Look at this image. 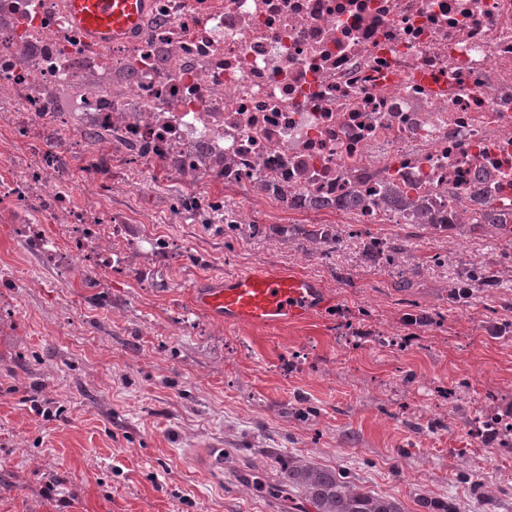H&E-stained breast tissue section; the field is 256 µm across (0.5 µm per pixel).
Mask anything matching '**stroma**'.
<instances>
[{"label": "stroma", "mask_w": 512, "mask_h": 512, "mask_svg": "<svg viewBox=\"0 0 512 512\" xmlns=\"http://www.w3.org/2000/svg\"><path fill=\"white\" fill-rule=\"evenodd\" d=\"M259 224L156 232L208 256L130 277L59 273L0 224V512H315L274 490L276 454L349 473L402 512L454 498L512 512V456L461 408L512 413V239L468 224H336L335 248ZM392 255L369 259L370 239ZM265 263L331 307L297 324L227 327L191 293ZM499 274L460 306L462 264ZM223 451V467L209 461Z\"/></svg>", "instance_id": "1"}]
</instances>
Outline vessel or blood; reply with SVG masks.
<instances>
[{"label": "vessel or blood", "instance_id": "vessel-or-blood-1", "mask_svg": "<svg viewBox=\"0 0 512 512\" xmlns=\"http://www.w3.org/2000/svg\"><path fill=\"white\" fill-rule=\"evenodd\" d=\"M147 0H67L72 27L94 45L123 43L138 28ZM193 301L225 324L272 326L298 322L313 310L330 305V297L312 279L274 272L258 265L231 275H218L207 287L195 289Z\"/></svg>", "mask_w": 512, "mask_h": 512}]
</instances>
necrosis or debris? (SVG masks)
<instances>
[{"label": "necrosis or debris", "instance_id": "obj_1", "mask_svg": "<svg viewBox=\"0 0 512 512\" xmlns=\"http://www.w3.org/2000/svg\"><path fill=\"white\" fill-rule=\"evenodd\" d=\"M182 187L157 224H259L224 189L289 224H401L393 189L472 223L512 214V0H149L124 43L90 46L65 0H0V223L67 266L147 281L179 252L137 210ZM53 232H44V225ZM506 214L496 205L491 202H488L485 205V208L482 210L481 218L479 219V224H473V226H482L483 224H488L496 230H501L503 233L508 234L512 232L511 223L506 224Z\"/></svg>", "mask_w": 512, "mask_h": 512}]
</instances>
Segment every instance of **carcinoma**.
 <instances>
[{
  "label": "carcinoma",
  "instance_id": "carcinoma-1",
  "mask_svg": "<svg viewBox=\"0 0 512 512\" xmlns=\"http://www.w3.org/2000/svg\"><path fill=\"white\" fill-rule=\"evenodd\" d=\"M391 202L412 211L414 222L435 230L448 229L450 220L431 213L424 200H412L398 190L392 192ZM480 224L508 234L512 226L506 223V213L489 202L482 210ZM478 282L488 288L498 285V280L485 268L468 269L467 276L457 278L448 293V302L462 303L469 298L470 288ZM490 435L512 448V425L507 427L497 419L485 420ZM278 479L275 490L288 493L297 490L315 512H400L397 505L380 496L363 492L347 481L341 471L318 466L302 458L284 456L277 459Z\"/></svg>",
  "mask_w": 512,
  "mask_h": 512
}]
</instances>
